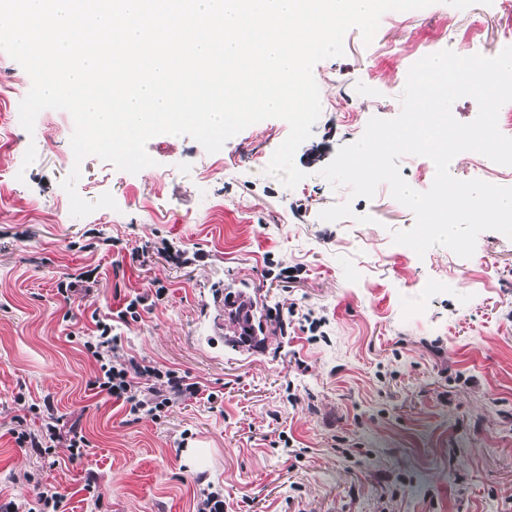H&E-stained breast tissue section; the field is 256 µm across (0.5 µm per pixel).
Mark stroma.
<instances>
[{
	"mask_svg": "<svg viewBox=\"0 0 512 512\" xmlns=\"http://www.w3.org/2000/svg\"><path fill=\"white\" fill-rule=\"evenodd\" d=\"M512 11L436 4L383 15L371 43L318 62L321 114L285 188L267 167L289 133L255 123L210 154L188 136L147 144L132 174L75 160L74 121L45 110L20 123L29 75L0 51V503L65 494V512H512V239L482 232L464 259L394 243L414 213L387 184L373 198L320 171L370 118H395L415 55L497 56ZM111 194L116 209L70 214L61 183ZM350 201L353 217L322 210ZM371 216L368 224L358 223ZM142 251L132 261L130 250ZM89 277L70 296L60 282ZM164 295L116 322L119 359L185 372L199 399L134 418L93 389L83 343L150 286ZM253 303L263 333L241 342L232 304ZM50 418L88 445L70 461L16 445Z\"/></svg>",
	"mask_w": 512,
	"mask_h": 512,
	"instance_id": "stroma-1",
	"label": "stroma"
}]
</instances>
